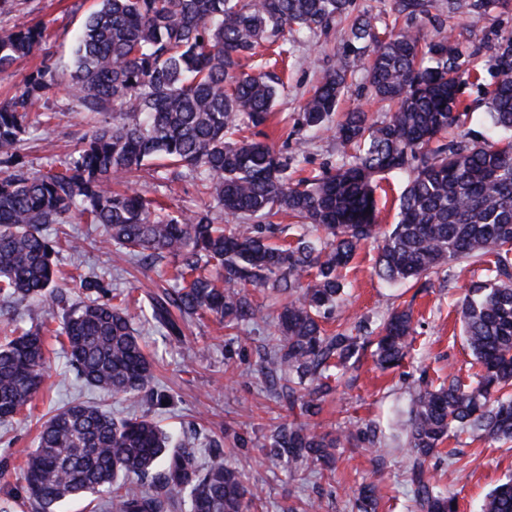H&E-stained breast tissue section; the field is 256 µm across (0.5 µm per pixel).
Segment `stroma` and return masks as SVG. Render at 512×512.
<instances>
[{"mask_svg":"<svg viewBox=\"0 0 512 512\" xmlns=\"http://www.w3.org/2000/svg\"><path fill=\"white\" fill-rule=\"evenodd\" d=\"M97 0H0V29L47 23L51 39L41 51L0 72V98L42 60L59 68L72 66V46L86 15ZM464 44L477 48L474 62L481 79L466 84L461 99L476 116L485 110V93L497 80L490 61V48L500 36L512 34V0H502L489 20L467 28L465 18L451 22ZM347 38V29L336 26L312 33L291 48V66L285 86L274 107L266 131L275 149L302 148L300 166L304 171H328L341 162L335 130L305 133L304 145L290 140L299 125V104L318 85L325 71L335 63V52ZM67 89H60L50 105L55 117L49 127L33 131L22 153L32 169L38 170L65 153L74 151L87 129L90 116L68 109ZM137 186L174 212L191 206L200 194L192 178L171 184L158 180L153 167H144L135 177ZM58 238L82 239L81 254L61 253L64 278L97 275L110 293L133 292L143 297L165 287L166 281L152 269L138 264L98 241L93 226L59 224ZM377 249L367 244L359 249L345 271L344 301L326 322L327 329L365 321L376 329L393 309L408 308L417 324L414 346L403 367L393 371L376 368L371 354H364L356 369L341 379L326 397L314 422L319 430L354 429L363 422L379 428L376 446L354 440L339 449L333 470L312 473L300 481L287 466L266 456L262 450L280 423L302 421L300 409H289L278 397L261 371L259 357L274 333L278 302L267 291L253 293L263 316L227 329L213 318L192 320L181 338L166 335L150 324L134 320L146 351L155 360L156 389L170 397L165 406L151 407L150 413L175 436L195 431V448L201 460H208L211 446H219L227 464L241 472L248 486L257 488L262 504L256 512H356L353 492L362 484L380 486L383 498L379 512H409L412 492L408 482V458L402 448L400 427L410 405L411 388L417 379L433 385L457 379L468 381L475 372L474 359L462 335L457 304L472 281L482 278V265L454 262L438 274L419 282L386 285L375 272ZM48 369L43 389L31 407L15 420L0 425V512H32L19 472L21 449L30 447L41 422L52 410L73 400L101 404L116 415L126 414L129 403L102 396L78 380L66 354L54 337H47ZM460 463L448 462L447 452L433 460V473L442 486L454 491L459 512H476L484 496L512 476V450L488 440L463 438Z\"/></svg>","mask_w":512,"mask_h":512,"instance_id":"1","label":"stroma"}]
</instances>
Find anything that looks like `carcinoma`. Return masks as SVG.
<instances>
[{"instance_id":"cac0c4a2","label":"carcinoma","mask_w":512,"mask_h":512,"mask_svg":"<svg viewBox=\"0 0 512 512\" xmlns=\"http://www.w3.org/2000/svg\"><path fill=\"white\" fill-rule=\"evenodd\" d=\"M389 0L407 18L379 31L380 14L357 0H100L86 17L68 84L72 104L97 120L75 152L33 171L20 152L30 113L49 107L64 80L44 63L0 101V294L29 327L18 324L0 343V421L10 422L38 396L47 367L44 333L51 295L61 310L54 330L77 377L107 396L156 406L169 397L151 387L153 365L133 328L131 308L169 335L179 321L211 315L224 326L252 321L262 310L250 289L285 302L262 369L285 379L281 397L310 417L333 391L332 370L360 359L366 344L351 329L329 334L321 319L336 309L343 269L361 244L379 251L377 276L398 283L428 278L455 261L483 263L485 279L461 299L463 335L479 370L472 382L433 386L417 380L405 421L409 481L417 512H458L430 461L445 441L464 434L512 444V35L492 48L499 79L484 112L482 141L463 134L460 87L478 78L472 58L451 41L446 23L459 14L475 27L500 0ZM350 21L337 65L300 104L301 127L316 132L337 110L348 81L361 72L371 96L387 108L383 121L361 109L338 125L342 163L333 174L297 180L299 153L277 151L244 135L273 112L279 77L247 73L242 60L264 43L278 56L318 30ZM441 37L427 40L424 22ZM51 37L35 23L0 33V72L33 55ZM158 160L171 182L186 176L207 202L162 213L129 179ZM409 173L398 220L383 230L373 182ZM264 225L214 222L211 209ZM287 213L323 235L275 241L273 218ZM74 220L100 227V243L147 266L171 264L170 289L143 306L130 295L103 299L92 275L71 288L60 278L62 249L76 239L50 238L52 224ZM117 303H112V300ZM412 312L396 309L373 352L383 370L402 364L415 340ZM375 444V430L320 432L308 422L277 427L266 447L291 472L329 469L336 449L353 439ZM22 479L34 512H53L71 497L93 496L91 512H251L260 495L213 451L171 435L149 414L123 418L74 400L42 424L26 452ZM382 495L369 483L355 493L358 512H377ZM480 512H512V477Z\"/></svg>"}]
</instances>
